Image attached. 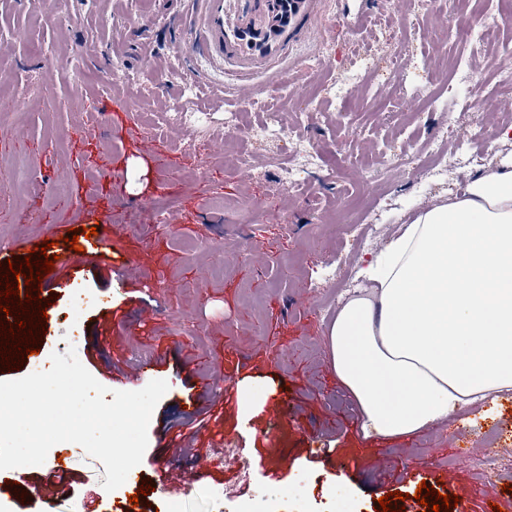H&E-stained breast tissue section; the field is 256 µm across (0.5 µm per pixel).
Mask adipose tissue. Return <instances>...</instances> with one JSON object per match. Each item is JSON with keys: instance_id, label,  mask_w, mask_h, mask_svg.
I'll return each instance as SVG.
<instances>
[{"instance_id": "ef3b65f1", "label": "adipose tissue", "mask_w": 512, "mask_h": 512, "mask_svg": "<svg viewBox=\"0 0 512 512\" xmlns=\"http://www.w3.org/2000/svg\"><path fill=\"white\" fill-rule=\"evenodd\" d=\"M330 330L364 433L407 437L512 390V162L421 211Z\"/></svg>"}]
</instances>
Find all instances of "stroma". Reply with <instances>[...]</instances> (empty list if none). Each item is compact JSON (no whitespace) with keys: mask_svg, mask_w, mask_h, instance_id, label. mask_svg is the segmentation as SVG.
<instances>
[{"mask_svg":"<svg viewBox=\"0 0 512 512\" xmlns=\"http://www.w3.org/2000/svg\"><path fill=\"white\" fill-rule=\"evenodd\" d=\"M192 9L191 0H0V102L21 90L27 100L0 112V242L17 263L46 242L67 252L69 229L112 227L96 261L73 264L60 287L37 283L48 315L38 351L0 362V381L49 369L52 353L72 348L106 401L148 384L133 375L145 358L169 384L133 480L106 491L103 464L63 442L42 465L0 470V512H381L385 495L394 512H431L414 498L423 483L458 497L449 512L462 503L485 512L491 501L512 512V469L489 485L453 454L480 447L487 429L512 449V391L412 437L364 434L332 368L336 314L325 307L330 289L363 286L358 267L421 210L512 160V138L499 136L512 94L489 90L512 47V0H325L312 39L281 63L287 87L269 86L258 69L248 95L219 102L203 86L223 82V70L197 59L203 84L190 87L188 109L206 120L173 126L162 114L187 85V46L164 17ZM500 16L509 24L491 26ZM486 27L480 44L456 39ZM461 52L471 107L451 114L445 60ZM299 61L307 71L295 72ZM351 71L349 96L338 99ZM272 113L284 137H250ZM442 127L448 146L471 138L483 168L435 177L425 156ZM302 141L320 146L314 162L294 155ZM393 146L403 160L391 171L382 155ZM238 150L248 169L229 162ZM275 157L303 168L294 187ZM380 184L387 195L372 217ZM375 219L374 245L340 257L343 226ZM118 253L125 274L109 285L102 269ZM113 365L130 379L111 378ZM201 382L216 399L180 419L178 403ZM273 397L286 406L274 422ZM164 470L183 494L160 483ZM136 484L146 492L132 503Z\"/></svg>","mask_w":512,"mask_h":512,"instance_id":"obj_1","label":"stroma"}]
</instances>
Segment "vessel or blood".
<instances>
[{
	"label": "vessel or blood",
	"instance_id": "obj_1",
	"mask_svg": "<svg viewBox=\"0 0 512 512\" xmlns=\"http://www.w3.org/2000/svg\"><path fill=\"white\" fill-rule=\"evenodd\" d=\"M191 17L174 16V26L188 37V53L234 67L239 78L207 87L209 96L245 95L246 81L258 61L287 55L293 38L309 39L320 0H197Z\"/></svg>",
	"mask_w": 512,
	"mask_h": 512
}]
</instances>
